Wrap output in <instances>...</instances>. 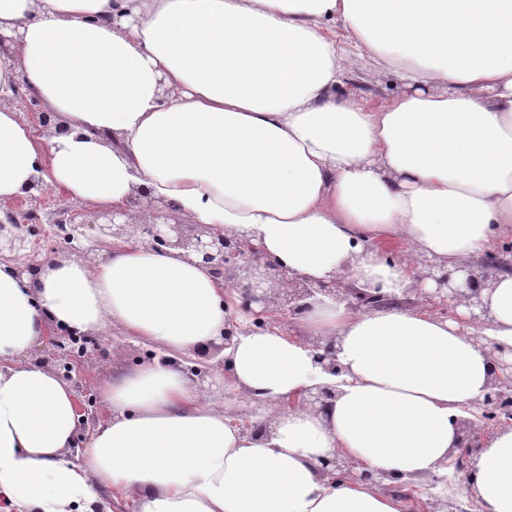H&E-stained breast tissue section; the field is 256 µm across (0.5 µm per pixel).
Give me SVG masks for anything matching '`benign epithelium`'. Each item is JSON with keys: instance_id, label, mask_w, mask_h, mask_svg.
<instances>
[{"instance_id": "benign-epithelium-1", "label": "benign epithelium", "mask_w": 512, "mask_h": 512, "mask_svg": "<svg viewBox=\"0 0 512 512\" xmlns=\"http://www.w3.org/2000/svg\"><path fill=\"white\" fill-rule=\"evenodd\" d=\"M38 123L54 135L68 132L63 125L54 122L53 113L36 111ZM20 196L0 204V211L6 220H0V254L20 252L26 247L24 224L34 220L32 211H20L17 205L23 203ZM119 212H105V222L98 224L99 233L115 240L127 233L126 227L133 228L135 241L146 243L163 250L177 249L207 268L217 279L224 280V286L237 292L239 303L235 310L246 317V328H265L275 321L293 323L298 316L312 308L313 303L322 302L327 296L353 311L369 312L382 308H422L433 309L444 318L458 321L465 327L474 329L472 338L482 342L492 367V378L486 392L463 407V415L456 418L461 438L448 454V460L441 467L448 468L455 461L460 465L454 468L453 478L467 481L472 477L475 459L487 441L496 431L512 427V345L508 346L484 334L492 327L488 304L483 291L492 288L495 275L512 272V245L507 243L486 254L477 261V269L466 264L459 267L465 273L461 284L452 280V273L444 265L434 260L420 258L416 262L418 283L431 279L437 284L433 292L415 288L416 299L402 302L397 297L369 292L354 285H344L339 281L314 282L288 270L287 267L266 257L263 250L245 238L228 235L205 224H184L179 220L168 222L171 215L161 211L160 221L150 224L117 223ZM55 234L69 244L85 236V224L76 222V214L69 209L57 212L54 221ZM461 305L469 309V315L462 317L457 308ZM314 351L313 361L321 370L331 376H340L343 368L337 359V338H319L310 341ZM68 367L65 378L74 381V391L79 397L78 412L85 414L83 422L96 423L95 416L89 413L90 402L82 398L84 394L81 380H73ZM339 393V384L324 383L301 389L298 393L281 401L279 409L296 407L310 408L324 413ZM233 424L244 433L254 436L267 434V426L252 420L249 411L231 414ZM321 470L338 481L358 480L373 486L387 485L394 496L403 500L413 499L416 491L412 482L385 483L388 475L370 470H357L358 464L350 457L335 452L320 461Z\"/></svg>"}]
</instances>
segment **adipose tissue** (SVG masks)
Masks as SVG:
<instances>
[{"mask_svg": "<svg viewBox=\"0 0 512 512\" xmlns=\"http://www.w3.org/2000/svg\"><path fill=\"white\" fill-rule=\"evenodd\" d=\"M0 95L27 81L67 126L43 135L0 104V200L42 188L127 207L137 187L244 236L311 280L399 296L426 256L452 269L512 238V0H0ZM409 91L372 111L336 97L354 67ZM403 243L388 260L368 249ZM223 280L178 251L118 240L17 275L0 263V500L12 512H401L319 460L436 473L490 362L458 322L421 309L316 305L238 334L236 386L275 401L331 377L289 330L336 337L345 382L329 410L270 414L254 437L153 361L116 374L108 417L66 455L75 393L28 362L48 333L111 328L177 356L221 339ZM512 344V274L494 282ZM459 493L512 512V429L481 448Z\"/></svg>", "mask_w": 512, "mask_h": 512, "instance_id": "adipose-tissue-1", "label": "adipose tissue"}]
</instances>
